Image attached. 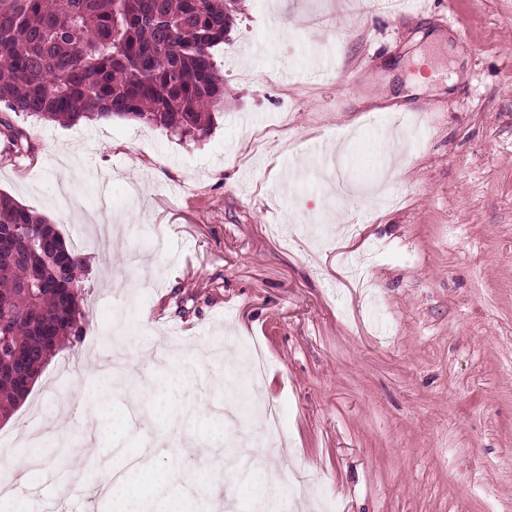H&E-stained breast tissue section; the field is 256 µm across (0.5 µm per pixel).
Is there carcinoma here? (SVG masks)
Here are the masks:
<instances>
[{
	"label": "carcinoma",
	"instance_id": "obj_1",
	"mask_svg": "<svg viewBox=\"0 0 512 512\" xmlns=\"http://www.w3.org/2000/svg\"><path fill=\"white\" fill-rule=\"evenodd\" d=\"M233 16L225 0H0V134L23 149L7 113L76 125L127 118L182 138L206 135L224 101L211 50ZM0 415L29 392L57 348L83 334L84 257L54 226L0 193Z\"/></svg>",
	"mask_w": 512,
	"mask_h": 512
}]
</instances>
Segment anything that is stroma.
I'll return each instance as SVG.
<instances>
[{"label":"stroma","instance_id":"1","mask_svg":"<svg viewBox=\"0 0 512 512\" xmlns=\"http://www.w3.org/2000/svg\"><path fill=\"white\" fill-rule=\"evenodd\" d=\"M212 56L224 101L183 139L116 118L19 115L0 192L88 263L82 336L6 420L0 454L25 512H107L88 488L147 448L186 494L235 512H512V0H240ZM261 343L267 441L230 365ZM128 385L100 406L113 344ZM177 367L209 408L268 446L198 481ZM94 419L97 441H86ZM67 429L84 455L26 433Z\"/></svg>","mask_w":512,"mask_h":512}]
</instances>
